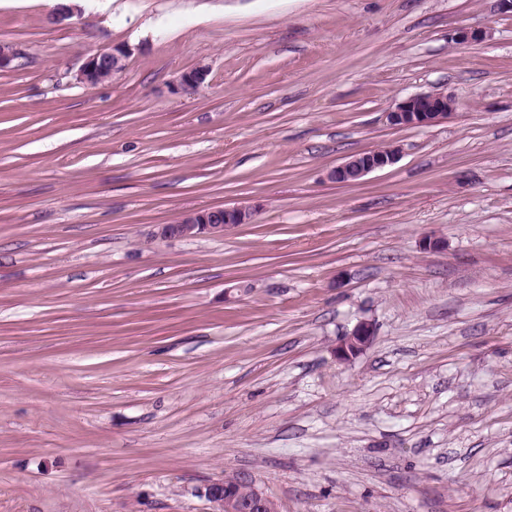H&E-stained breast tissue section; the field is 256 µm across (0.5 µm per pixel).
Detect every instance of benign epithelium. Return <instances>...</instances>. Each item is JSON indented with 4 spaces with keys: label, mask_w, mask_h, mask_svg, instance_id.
I'll list each match as a JSON object with an SVG mask.
<instances>
[{
    "label": "benign epithelium",
    "mask_w": 512,
    "mask_h": 512,
    "mask_svg": "<svg viewBox=\"0 0 512 512\" xmlns=\"http://www.w3.org/2000/svg\"><path fill=\"white\" fill-rule=\"evenodd\" d=\"M129 52L125 48L113 47L88 57L77 73V80L86 87H94L112 77L125 65ZM202 68L184 73L180 86L195 89L205 79ZM453 100L444 93H421L407 97L387 113V119L393 126L425 127L448 119V106ZM399 152L395 148L372 150L346 160L328 173V179L334 183L353 184L361 181L371 172L394 164ZM253 221V210L247 206L217 207L193 210L184 213L173 224L158 225L156 236L160 238H193L201 236H222L224 232L241 224ZM374 336L371 324L362 322L336 348V357L348 361L364 351ZM208 498L217 504L218 512H269L270 499L259 490H254L252 498L242 501L227 492L222 482L209 486Z\"/></svg>",
    "instance_id": "7a95c632"
}]
</instances>
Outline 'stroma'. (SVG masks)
<instances>
[{"instance_id":"1","label":"stroma","mask_w":512,"mask_h":512,"mask_svg":"<svg viewBox=\"0 0 512 512\" xmlns=\"http://www.w3.org/2000/svg\"><path fill=\"white\" fill-rule=\"evenodd\" d=\"M80 7L0 0V512H216L240 473L278 512H512V12ZM428 92L447 121L389 124ZM236 205L224 236H151ZM128 55L127 49L119 47L93 54L82 64L77 80L86 87H94L121 71ZM399 152L396 148L372 150L346 160L328 173L334 183L353 184L361 181L371 172L394 164ZM374 336L371 324L362 322L336 348V357L340 361H349L364 351Z\"/></svg>"}]
</instances>
